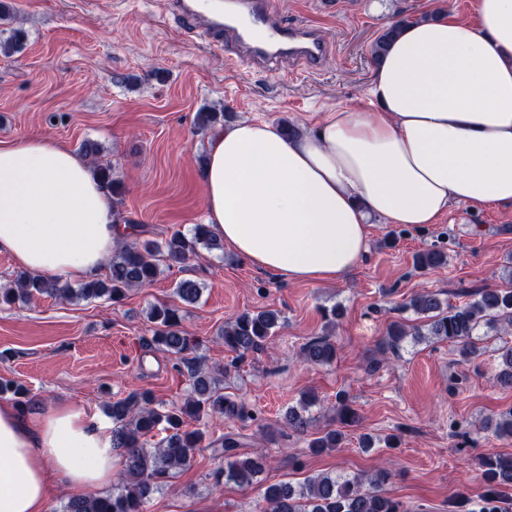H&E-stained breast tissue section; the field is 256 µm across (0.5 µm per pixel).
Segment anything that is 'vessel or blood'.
<instances>
[{
	"label": "vessel or blood",
	"instance_id": "obj_1",
	"mask_svg": "<svg viewBox=\"0 0 512 512\" xmlns=\"http://www.w3.org/2000/svg\"><path fill=\"white\" fill-rule=\"evenodd\" d=\"M164 10L189 40L223 51L228 65L288 58L318 71L329 60L320 25L274 22L269 0H166Z\"/></svg>",
	"mask_w": 512,
	"mask_h": 512
}]
</instances>
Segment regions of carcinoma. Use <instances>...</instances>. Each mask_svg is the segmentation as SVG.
Returning a JSON list of instances; mask_svg holds the SVG:
<instances>
[{"label": "carcinoma", "instance_id": "1", "mask_svg": "<svg viewBox=\"0 0 512 512\" xmlns=\"http://www.w3.org/2000/svg\"><path fill=\"white\" fill-rule=\"evenodd\" d=\"M408 21L407 17L401 18L382 31L372 46L373 58L379 57L398 28ZM25 38L23 30L13 29L9 38L0 41V53L10 55L19 50ZM223 117L222 112L203 108L196 113V129L206 132ZM81 150L85 156L94 159L92 171L112 194V208H117L122 203L123 186L120 180L112 177V165L97 161L99 150L92 141L83 142ZM203 248L208 251L223 249V243L203 224L196 225L190 235L174 230L161 240L138 239L112 254L107 260L104 276H95L77 288L61 284L57 278L20 273L13 287L0 288V305L26 303L44 295L69 301L105 297L119 303L130 289L151 285L161 273L160 263L165 262L170 267L183 265L199 257ZM446 262L447 255L435 248L415 257V264L420 269L439 267ZM175 294L183 304L193 305L200 297V288L195 281L183 279L176 284ZM406 307L426 318L424 326L428 335L454 344L460 356L467 360L478 352L473 336L479 327L504 333L512 329V274L506 285L480 289L472 300L461 305L445 307L438 294L422 291L414 294ZM149 318L156 325L152 342L186 366L192 380V392L182 405L172 408L156 404L149 392L131 393L112 402L109 407L112 447L119 451L122 464L115 487L107 494L71 498L63 512H146L152 494L166 484L168 478L187 468L194 451L202 447L203 434L186 428L188 422L209 414L227 420L251 418L244 402L224 394L223 388L196 365L191 354L197 345L180 329V307L155 305L150 309ZM279 327L280 315L275 310L244 311L224 326L221 336L224 347L244 357L264 351ZM422 327L398 321L390 323L381 342V351L397 352L406 337L423 335ZM496 353V380L504 387H512V343L503 342ZM303 356L310 364H329L336 358V347L328 337L321 336L304 345ZM316 403V396L309 395L303 398L299 407L288 409L285 416L288 431L308 435L310 417L306 412ZM358 419V411L345 397H338L336 421L351 427ZM489 428L500 437L511 438L512 410L500 414ZM159 432L165 436L151 443ZM346 439L347 434L338 428L315 432L307 440V448L314 454L332 451L343 447ZM213 444L224 454V471L221 472L224 482L240 486L256 483L265 466L264 458L238 453L243 443L235 434H226ZM483 466L485 486L478 512H502L499 502L503 487L512 485V457L489 455L483 458ZM388 476L389 473L381 469L372 474L319 475L298 485L288 482L271 484L262 492L259 512H404L400 502L378 490L379 484Z\"/></svg>", "mask_w": 512, "mask_h": 512}]
</instances>
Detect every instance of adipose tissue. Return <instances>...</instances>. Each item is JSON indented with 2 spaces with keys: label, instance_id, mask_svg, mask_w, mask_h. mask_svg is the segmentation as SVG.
<instances>
[{
  "label": "adipose tissue",
  "instance_id": "1",
  "mask_svg": "<svg viewBox=\"0 0 512 512\" xmlns=\"http://www.w3.org/2000/svg\"><path fill=\"white\" fill-rule=\"evenodd\" d=\"M400 29L368 88L371 108L285 135L265 120L209 138L208 230L253 266L295 282L353 272L374 224H434L455 204L512 207V0H475ZM122 230L112 199L69 148L0 145V250L19 267L88 279ZM119 470L112 428L86 409L0 403V512H46L53 478L83 494Z\"/></svg>",
  "mask_w": 512,
  "mask_h": 512
}]
</instances>
